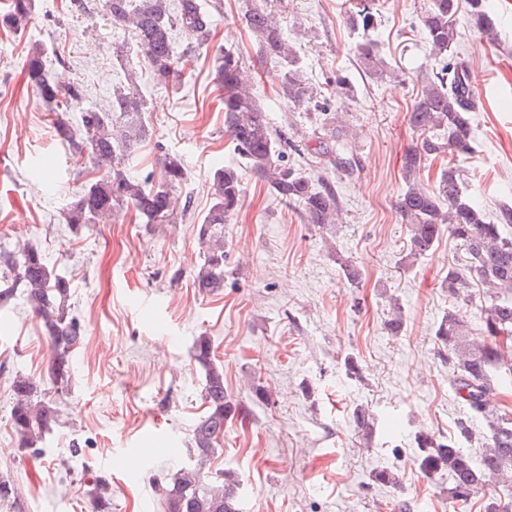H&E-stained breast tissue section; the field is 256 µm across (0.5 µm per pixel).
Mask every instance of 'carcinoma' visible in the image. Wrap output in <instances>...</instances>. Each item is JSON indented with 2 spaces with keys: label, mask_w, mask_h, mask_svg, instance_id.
Masks as SVG:
<instances>
[{
  "label": "carcinoma",
  "mask_w": 512,
  "mask_h": 512,
  "mask_svg": "<svg viewBox=\"0 0 512 512\" xmlns=\"http://www.w3.org/2000/svg\"><path fill=\"white\" fill-rule=\"evenodd\" d=\"M103 7L104 16L113 25L135 31L149 76L159 84L175 81L191 60L192 46L180 54L175 52L176 32L197 45L211 38L209 18L197 0H178L176 4L172 0H103ZM463 7L467 21L481 36L491 41L496 36V22L485 0H428L419 25L435 54L437 67L426 78L409 112L410 125L425 137L402 157L406 189L398 198L397 209L409 224V256L426 255L445 230L463 247L466 263L449 267L444 280L449 298H460L473 284L486 290L480 316L483 340L471 339L469 322L456 308L448 310L435 328L440 357L448 364L455 396L466 407L467 416L457 421L454 434L446 440L428 430L416 434L420 469L429 475L448 476V497L464 504L491 481L512 479V415L493 419L484 415L486 397L495 391L497 375H512V236L503 233V225L512 224V206L502 207L500 223L493 224L486 220L479 203L461 189L456 161L465 160L471 152L472 112L476 110L475 97L467 90V65L454 56L456 22ZM34 11L35 0H9L6 10L0 12V28L22 30ZM244 18L260 52L281 63L279 88L283 97L297 104L312 100L313 89L302 78L298 55L264 0H249ZM349 21L365 31L356 45L360 62L367 71H378L382 64L378 47L366 34L374 23V0H357ZM216 55V80L224 91V128L234 150L277 197L299 207L309 223H336L340 201L334 186L323 178L277 164L290 141L273 130L267 113L256 102L244 81L239 54L220 46ZM26 66L28 80L40 99L62 108L53 120L56 136L73 154L85 157L96 172L67 211L66 222L72 230L78 233L114 210L130 206L144 224H159L171 216L177 204L174 190L185 175L181 158L165 154L156 179L150 175L137 180L127 171L128 159L153 135L145 117L148 105L133 74H127L112 89L107 107L84 111L75 131L63 113L82 99L80 88L61 86L50 79L44 49L39 44L28 50ZM445 153L450 155L448 168L442 170L437 186L426 187L421 180L422 164ZM316 159L348 176L355 172V161L347 156L343 139L338 141L336 152L325 147ZM212 183L213 204L198 230L203 263L193 278L194 287L205 294L224 287L221 227L235 213L244 193L242 175L232 167L215 169ZM0 266L11 273L10 278L0 280V309L11 306L20 293L26 296L50 343L51 384L65 390L72 378L71 358L86 335L71 309V279L49 267L41 250L33 245L0 250ZM191 359L205 372L202 400L206 410L193 434L194 453L203 463L223 437L224 423L236 416L243 419L248 411L226 399L224 368L216 362L207 337L196 339ZM12 392L9 419L17 447L35 454L56 422V410L46 400L45 390L29 377L15 376ZM481 419L489 433L476 462L463 443L474 438L475 424ZM238 487L239 481L230 471L208 480L197 467L180 469L164 490L165 512H240Z\"/></svg>",
  "instance_id": "cac0c4a2"
}]
</instances>
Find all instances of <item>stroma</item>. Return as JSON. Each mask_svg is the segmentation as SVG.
<instances>
[{"label": "stroma", "mask_w": 512, "mask_h": 512, "mask_svg": "<svg viewBox=\"0 0 512 512\" xmlns=\"http://www.w3.org/2000/svg\"><path fill=\"white\" fill-rule=\"evenodd\" d=\"M68 2L36 0L23 31L0 30V248L36 245L71 278L72 310L86 329L72 382L57 395L48 338L26 299L0 312V362L8 366L0 372V475L14 483L23 512H164L161 479L196 462L205 378L190 350L201 335L224 366L228 398L250 411L225 425L204 467L210 476H238L241 512H399L402 503L410 512H484L505 486L489 484L463 505L449 499L447 478L416 464V433L447 438L465 413L434 330L450 306L448 268L466 254L444 235L426 255L409 257V226L395 207L405 187L400 158L422 138L408 114L433 63L418 25L427 0H375L370 35L388 64L380 77L355 55L360 33L348 16L356 0H270L319 91L321 114L312 119L279 96L280 65L259 55L243 0H200L212 36L165 87L152 82L130 31L99 12L70 15ZM491 2L496 40L461 20L455 50L478 102L462 182L494 222L512 206V0ZM35 43L60 82L84 90L66 114L74 126L81 110L110 101L124 78L112 48L126 45L153 127L131 171L146 177L164 154H179L185 213L143 224L124 208L71 232L65 216L89 169L58 140L50 108L27 82ZM220 45L239 53L273 129L290 140L281 165L334 182L337 224L307 223L234 151L213 66ZM339 75L346 88L336 87ZM333 127L353 133L354 177L313 164ZM224 165L242 173L245 193L224 226V286L206 295L193 286L203 262L198 229L212 202L211 173ZM347 264L357 283L347 280ZM395 305L405 319L396 336L385 329ZM18 374L49 390L58 409L36 459L18 448L9 422ZM259 387L267 400L257 399ZM359 406L370 427L357 426ZM380 470L396 473L399 485L376 482ZM99 477L112 488L102 511L90 494Z\"/></svg>", "instance_id": "stroma-1"}]
</instances>
